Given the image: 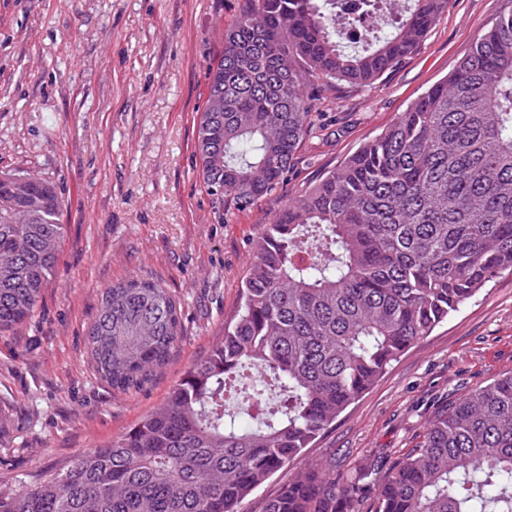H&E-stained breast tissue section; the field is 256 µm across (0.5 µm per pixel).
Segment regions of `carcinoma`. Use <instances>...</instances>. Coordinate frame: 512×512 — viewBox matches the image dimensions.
Listing matches in <instances>:
<instances>
[{
  "label": "carcinoma",
  "instance_id": "carcinoma-1",
  "mask_svg": "<svg viewBox=\"0 0 512 512\" xmlns=\"http://www.w3.org/2000/svg\"><path fill=\"white\" fill-rule=\"evenodd\" d=\"M224 31L197 127L200 176L218 202L253 205L284 186L312 134L306 87L374 84L415 52L450 0H409L391 31L348 52L336 0H247ZM54 187L0 172V333L29 319L63 242ZM512 274V10L445 80L335 171L287 201L257 238L224 340L119 438L0 512H238L303 456L390 366L487 283ZM180 304L131 277L102 292L90 364L119 391L164 367ZM512 512V370L447 402L387 466L336 474L316 460L263 512Z\"/></svg>",
  "mask_w": 512,
  "mask_h": 512
}]
</instances>
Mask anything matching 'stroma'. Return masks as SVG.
<instances>
[{
	"label": "stroma",
	"instance_id": "obj_1",
	"mask_svg": "<svg viewBox=\"0 0 512 512\" xmlns=\"http://www.w3.org/2000/svg\"><path fill=\"white\" fill-rule=\"evenodd\" d=\"M246 0H0V171L48 180L61 200L58 268L34 315L0 334V490L24 491L158 407L224 337L252 243L288 198L374 138L467 54L512 0H451L421 48L368 87L311 85L315 130L283 190L217 202L198 175L208 72ZM136 275L179 302L184 333L142 390L88 362L104 288ZM512 370V275L409 349L305 459L387 464L440 406Z\"/></svg>",
	"mask_w": 512,
	"mask_h": 512
}]
</instances>
